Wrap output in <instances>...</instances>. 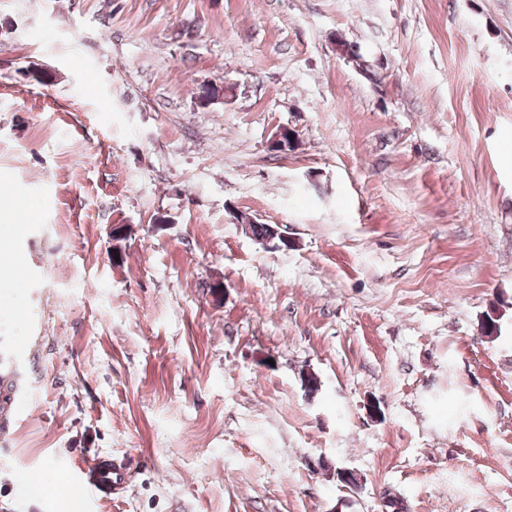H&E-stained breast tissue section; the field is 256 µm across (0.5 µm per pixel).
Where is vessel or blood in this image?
Masks as SVG:
<instances>
[{
	"instance_id": "vessel-or-blood-1",
	"label": "vessel or blood",
	"mask_w": 512,
	"mask_h": 512,
	"mask_svg": "<svg viewBox=\"0 0 512 512\" xmlns=\"http://www.w3.org/2000/svg\"><path fill=\"white\" fill-rule=\"evenodd\" d=\"M27 321L29 334L18 339L9 331L0 332V441L9 442L14 423L20 418L21 405L27 397L25 385L28 368L35 358L36 346L42 339L43 317L39 308H31ZM127 479L125 471L111 461L99 459L87 465L81 482L90 492L120 490Z\"/></svg>"
}]
</instances>
